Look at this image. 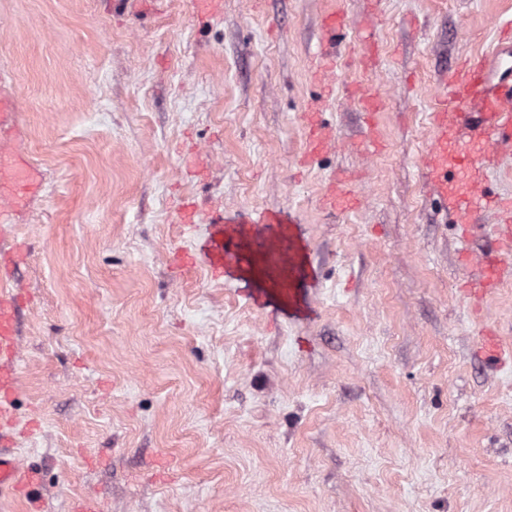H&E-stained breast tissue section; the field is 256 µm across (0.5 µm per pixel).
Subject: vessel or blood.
<instances>
[{
    "mask_svg": "<svg viewBox=\"0 0 512 512\" xmlns=\"http://www.w3.org/2000/svg\"><path fill=\"white\" fill-rule=\"evenodd\" d=\"M348 27L344 11H332L322 18L319 44L321 65L334 64L336 51ZM512 46L497 43L466 66L457 68L448 79L449 99L432 114L433 136L426 166L439 194L447 203L448 213L460 226V242L469 246L471 237L484 229L479 213L490 206L482 189V161L469 154V142L492 148L512 149V83L499 77L498 71ZM327 147V132L318 112L307 115V159H314ZM41 189L38 171L24 158L0 153V223H11L15 211ZM354 190L331 186L322 199L331 212L359 205ZM218 227L211 253L213 276H221L224 265L236 260L242 246L233 234H221L223 216H213ZM482 278L467 288L470 296H484L503 279L494 252L480 259ZM22 296L17 289L0 282V492L31 497L42 481L41 470L25 466L15 456L12 444L13 416L19 395V381L14 360L18 350L17 325Z\"/></svg>",
    "mask_w": 512,
    "mask_h": 512,
    "instance_id": "b4317fda",
    "label": "vessel or blood"
}]
</instances>
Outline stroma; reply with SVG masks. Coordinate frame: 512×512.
Returning a JSON list of instances; mask_svg holds the SVG:
<instances>
[{
    "label": "stroma",
    "instance_id": "1",
    "mask_svg": "<svg viewBox=\"0 0 512 512\" xmlns=\"http://www.w3.org/2000/svg\"><path fill=\"white\" fill-rule=\"evenodd\" d=\"M325 2L0 0L24 130L0 149L43 174L12 228L15 452L42 470V512H512V363L478 346L491 326L512 349V280L479 313L460 297L424 165L445 76L512 0H342L327 80ZM370 78L371 116L351 93ZM323 93L336 141L303 167ZM341 170L362 202L330 215ZM257 212L292 216L293 271L243 274L248 249L214 280L209 214L245 236ZM348 28V19L344 11H332L322 18L319 44L320 67L327 68L336 61V51Z\"/></svg>",
    "mask_w": 512,
    "mask_h": 512
}]
</instances>
